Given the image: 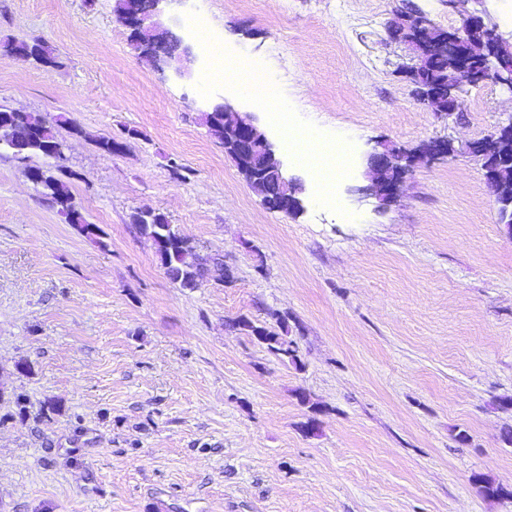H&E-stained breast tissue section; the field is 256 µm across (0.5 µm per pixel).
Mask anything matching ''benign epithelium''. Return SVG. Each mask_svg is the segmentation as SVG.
Wrapping results in <instances>:
<instances>
[{
  "instance_id": "1",
  "label": "benign epithelium",
  "mask_w": 512,
  "mask_h": 512,
  "mask_svg": "<svg viewBox=\"0 0 512 512\" xmlns=\"http://www.w3.org/2000/svg\"><path fill=\"white\" fill-rule=\"evenodd\" d=\"M179 3L183 0H125V8L117 15L118 21L137 37L142 51L158 71L171 70L182 77L196 60L194 46L187 36L157 21L162 13L164 2ZM409 33L408 42L419 53L418 64L409 71L412 82L417 85L419 98L431 102L436 90L425 81L423 60L434 54L448 55V61L457 74V88L476 87L491 82L512 92V55H505L507 47L502 36L474 32L486 29L484 19L474 13L464 18L462 29L440 31L432 39L430 34L435 25L420 12L408 13L402 18ZM213 113L224 116V147L231 150L239 163L240 171L247 182L261 180L265 173L252 163L256 156H264L274 164V173L280 187L288 190V202L274 205L265 198L268 208L284 213L296 214L300 200L295 196L293 184L282 172V164L276 157L273 145L265 133L256 124L250 113L241 114L225 102H216L210 108ZM468 153L478 159L492 151H506L512 156V120L496 127L494 132L484 138L474 140L467 146ZM455 152L449 141H432L425 145L421 153L433 158L449 156ZM368 165L376 175V181L366 188V194L381 204L395 199L399 193L405 174L411 167V157L401 156L397 163L391 162V151L375 152L368 158ZM488 190L497 205L499 221L512 229V193H504L491 184Z\"/></svg>"
}]
</instances>
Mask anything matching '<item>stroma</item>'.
Returning a JSON list of instances; mask_svg holds the SVG:
<instances>
[{"label":"stroma","mask_w":512,"mask_h":512,"mask_svg":"<svg viewBox=\"0 0 512 512\" xmlns=\"http://www.w3.org/2000/svg\"><path fill=\"white\" fill-rule=\"evenodd\" d=\"M115 5L0 0V108L66 118L62 168L31 164L100 231L84 237L0 157V390L62 405L0 425V512H512V230L466 152L512 118V92L467 86L461 112L433 111L391 36L412 7L446 30L480 12L512 42V0L168 6L170 26L205 9L233 57L267 68L294 127L344 145L327 184L254 95L211 82L207 54L182 78L137 59ZM33 40L59 68L8 50ZM220 96L257 117L298 215L264 205L210 133ZM437 138L456 154L420 158ZM386 147L416 161L381 207L360 190ZM145 207L233 280L180 288L131 220ZM241 319L287 334L297 360Z\"/></svg>","instance_id":"stroma-1"}]
</instances>
